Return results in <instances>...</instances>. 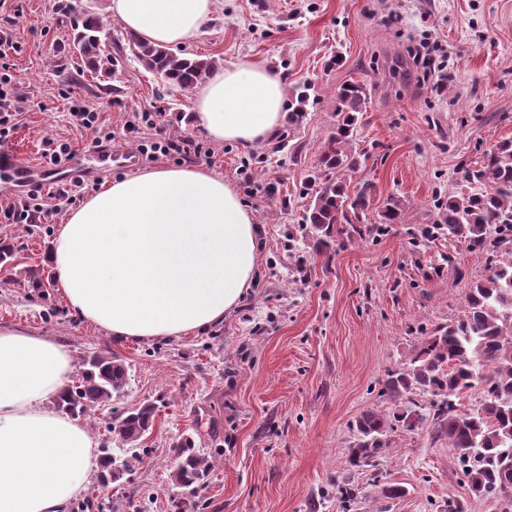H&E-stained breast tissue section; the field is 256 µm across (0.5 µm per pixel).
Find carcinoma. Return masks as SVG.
I'll return each mask as SVG.
<instances>
[{"label": "carcinoma", "instance_id": "1", "mask_svg": "<svg viewBox=\"0 0 512 512\" xmlns=\"http://www.w3.org/2000/svg\"><path fill=\"white\" fill-rule=\"evenodd\" d=\"M109 28L99 13L83 10L75 27L73 46L87 70L94 75L112 72L114 57L107 49ZM133 54L164 83L181 89L202 82L215 62L177 54L164 46L128 35ZM339 119L322 147L319 163L330 176L311 185L313 204L305 215V228L322 248L331 246L334 233H358L353 220L367 211L373 186L363 185L349 193L344 172H354L366 152L356 151L357 113L367 100L366 87L357 82L342 84L337 92ZM338 174L332 178V174ZM465 180L489 183L492 189H475L461 195L436 199V231L460 240L484 254L490 274L474 283L463 314L454 323L438 327L424 337L410 366L388 374L386 393L397 400L416 391L435 397L434 432L448 439L461 465L471 493L512 503V264L500 255L512 251V140L497 143L484 154L482 168L466 174ZM129 366L120 358L95 353L83 360L80 376L60 396L58 405L73 416L110 411L106 429L111 437L101 446L98 481L110 485L112 459L118 458L123 472L141 460V439L156 420V406L143 404L132 410H117L112 400L129 386ZM482 389L480 407L462 410L454 397L475 386ZM413 430L426 421L422 409L406 405L389 419L366 412L356 421L357 443L351 450L355 466L388 447L393 422ZM178 462L170 473L172 483L193 494L204 484L212 461L186 436L175 446Z\"/></svg>", "mask_w": 512, "mask_h": 512}]
</instances>
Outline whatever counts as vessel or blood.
Returning <instances> with one entry per match:
<instances>
[{
	"label": "vessel or blood",
	"instance_id": "1",
	"mask_svg": "<svg viewBox=\"0 0 512 512\" xmlns=\"http://www.w3.org/2000/svg\"><path fill=\"white\" fill-rule=\"evenodd\" d=\"M141 162L139 154L115 150L109 146H94L75 152L59 165L25 161L9 147H0V196L17 200L38 186L63 184L81 180L97 171L134 170Z\"/></svg>",
	"mask_w": 512,
	"mask_h": 512
}]
</instances>
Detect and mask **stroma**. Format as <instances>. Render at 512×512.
<instances>
[{
  "instance_id": "35a3bbf8",
  "label": "stroma",
  "mask_w": 512,
  "mask_h": 512,
  "mask_svg": "<svg viewBox=\"0 0 512 512\" xmlns=\"http://www.w3.org/2000/svg\"><path fill=\"white\" fill-rule=\"evenodd\" d=\"M87 0H0V22L19 45L11 55L26 110L9 140L38 160L48 139L88 147L70 116L103 112L114 149L132 150L130 113H159L168 132L201 144L198 166L234 184L261 226L259 274L223 323L177 338L119 340L73 316L49 276L47 255L66 211L28 227L0 219V239L19 267L48 282L23 288L0 271V328H19L69 349L75 362L97 352L130 367L117 409L156 405L141 442L148 453L122 484L90 478L83 495L110 497L120 512L143 488L146 512H504L471 494L447 440L430 425L396 424L390 445L366 465L350 463L363 412L392 415L389 372L409 363L426 332L456 322L470 285L488 276L481 252L438 234L435 199L467 189L465 173L512 140V0H218L211 21L182 52L229 68L247 58L284 81L287 112L307 91L300 124L283 123L260 144L216 143L191 120L194 90L163 87L130 51L110 76L91 78L72 59L73 29ZM448 55L442 82L413 60L419 42ZM367 88L358 148L365 163L347 174L350 192L374 186L360 222L374 225L390 200L403 221L364 238L346 234L319 249L303 228L321 149L336 126V91ZM191 436L213 462L196 494L173 486L172 446ZM402 497L385 498L381 485ZM356 489L344 502L342 486Z\"/></svg>"
}]
</instances>
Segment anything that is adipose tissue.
I'll return each instance as SVG.
<instances>
[{"instance_id": "1", "label": "adipose tissue", "mask_w": 512, "mask_h": 512, "mask_svg": "<svg viewBox=\"0 0 512 512\" xmlns=\"http://www.w3.org/2000/svg\"><path fill=\"white\" fill-rule=\"evenodd\" d=\"M217 0H109L123 27L160 46L194 39ZM280 77L244 59L215 69L193 119L217 143L255 144L282 126ZM260 227L236 187L202 168L115 179L59 226L48 253L71 313L118 339L180 337L222 322L259 264ZM69 350L0 328V512H68L95 462L79 419L58 409Z\"/></svg>"}]
</instances>
